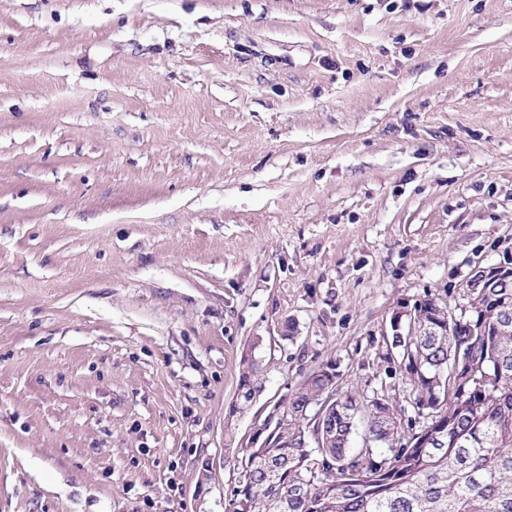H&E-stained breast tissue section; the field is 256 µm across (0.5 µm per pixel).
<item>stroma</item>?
I'll return each mask as SVG.
<instances>
[{"label":"stroma","mask_w":512,"mask_h":512,"mask_svg":"<svg viewBox=\"0 0 512 512\" xmlns=\"http://www.w3.org/2000/svg\"><path fill=\"white\" fill-rule=\"evenodd\" d=\"M511 256L512 0H0V512H235L330 361L409 433L393 314Z\"/></svg>","instance_id":"1"}]
</instances>
